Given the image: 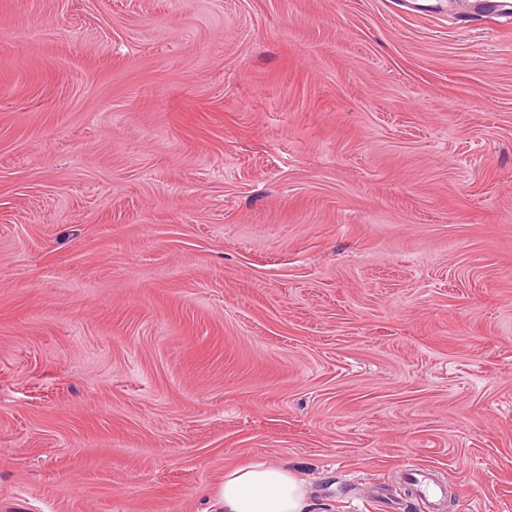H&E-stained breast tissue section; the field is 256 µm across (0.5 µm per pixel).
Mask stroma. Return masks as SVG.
I'll return each instance as SVG.
<instances>
[{"label":"stroma","mask_w":512,"mask_h":512,"mask_svg":"<svg viewBox=\"0 0 512 512\" xmlns=\"http://www.w3.org/2000/svg\"><path fill=\"white\" fill-rule=\"evenodd\" d=\"M512 512V16L0 0V512ZM221 512H306L302 479L283 465H243L224 472Z\"/></svg>","instance_id":"obj_1"}]
</instances>
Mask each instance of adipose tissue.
Segmentation results:
<instances>
[{
	"label": "adipose tissue",
	"instance_id": "obj_1",
	"mask_svg": "<svg viewBox=\"0 0 512 512\" xmlns=\"http://www.w3.org/2000/svg\"><path fill=\"white\" fill-rule=\"evenodd\" d=\"M221 512H306L302 479L283 465H243L225 471Z\"/></svg>",
	"mask_w": 512,
	"mask_h": 512
}]
</instances>
